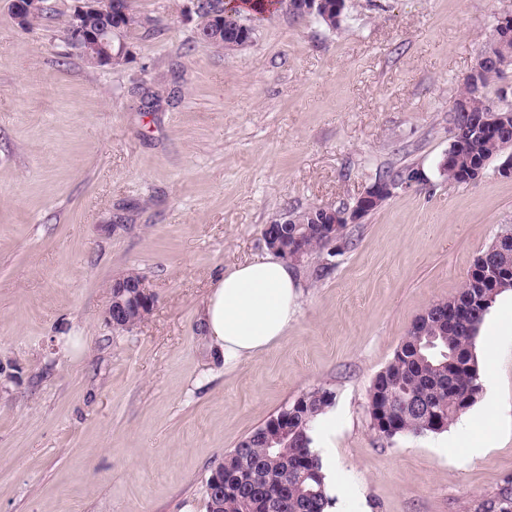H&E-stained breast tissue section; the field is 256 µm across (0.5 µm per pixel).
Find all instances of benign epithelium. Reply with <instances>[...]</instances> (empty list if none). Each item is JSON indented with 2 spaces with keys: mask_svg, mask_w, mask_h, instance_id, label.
<instances>
[{
  "mask_svg": "<svg viewBox=\"0 0 512 512\" xmlns=\"http://www.w3.org/2000/svg\"><path fill=\"white\" fill-rule=\"evenodd\" d=\"M11 15L21 28L28 25L31 17L39 15L45 9V0H11ZM112 13V0H83L72 17V41L83 47L91 62L101 68H107L115 61L128 62L131 57L130 44L124 40L114 41L112 29L91 27L88 18L100 14ZM393 185L382 181L369 186L348 211L341 214L347 224H359L373 211L382 197L392 193ZM289 223V216L283 215L264 228L263 236L267 247L280 254L291 263L304 259L301 250L288 252V237L279 225ZM112 301L106 312V321L110 325L131 329L143 321L152 311L155 299L140 281L119 279L112 284Z\"/></svg>",
  "mask_w": 512,
  "mask_h": 512,
  "instance_id": "obj_1",
  "label": "benign epithelium"
}]
</instances>
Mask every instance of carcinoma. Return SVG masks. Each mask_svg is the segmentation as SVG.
<instances>
[{"mask_svg":"<svg viewBox=\"0 0 512 512\" xmlns=\"http://www.w3.org/2000/svg\"><path fill=\"white\" fill-rule=\"evenodd\" d=\"M117 3L118 11L92 18V26L113 24L125 38L149 23L134 11L132 0ZM283 4L284 0H255L252 19ZM199 8L207 30L203 41L218 50L230 49L234 35L211 24L210 14L239 16L238 0H200ZM498 55L500 65L483 68L481 84H464L457 97L466 102L468 111L454 113L453 123L471 129L464 146L458 149L452 143L448 148V166L441 171L451 185L477 179L492 158L512 147V103L503 94L497 103L484 94L490 83L512 67V43L498 50ZM501 117L507 123H490ZM313 211L310 207L293 212L294 223L284 228L288 243L309 254L330 250L322 225L311 218ZM507 288H512V273L488 249L477 257L455 296L434 304L412 323L393 360L369 390L370 414L379 408L389 412V428L381 435L442 432L476 402L482 392L476 339L491 304ZM333 399L334 393L327 388L304 394L301 405L292 404L276 414L288 429L286 442L268 447L273 431L267 421L224 455L217 465L220 483H206V512H327L331 498L313 443L318 418Z\"/></svg>","mask_w":512,"mask_h":512,"instance_id":"cac0c4a2","label":"carcinoma"}]
</instances>
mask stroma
<instances>
[{
  "instance_id": "obj_1",
  "label": "stroma",
  "mask_w": 512,
  "mask_h": 512,
  "mask_svg": "<svg viewBox=\"0 0 512 512\" xmlns=\"http://www.w3.org/2000/svg\"><path fill=\"white\" fill-rule=\"evenodd\" d=\"M76 3L23 29L0 0V512H205L224 455L319 387L330 512H483L512 490L511 332L481 330L487 381L446 431L387 438L368 405L413 320L512 230V148L463 185L439 169L512 0H346L334 30L282 8L226 52L183 0H133L157 27L114 69L66 47ZM406 166L425 182L298 264L286 336L225 369L201 320L211 282L267 254L273 218ZM132 270L155 305L116 329L111 286Z\"/></svg>"
}]
</instances>
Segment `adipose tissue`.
I'll return each mask as SVG.
<instances>
[{
  "label": "adipose tissue",
  "mask_w": 512,
  "mask_h": 512,
  "mask_svg": "<svg viewBox=\"0 0 512 512\" xmlns=\"http://www.w3.org/2000/svg\"><path fill=\"white\" fill-rule=\"evenodd\" d=\"M301 296L295 269L274 254L238 264L218 278L205 298L203 322L225 368L266 353L285 336Z\"/></svg>",
  "instance_id": "obj_1"
}]
</instances>
